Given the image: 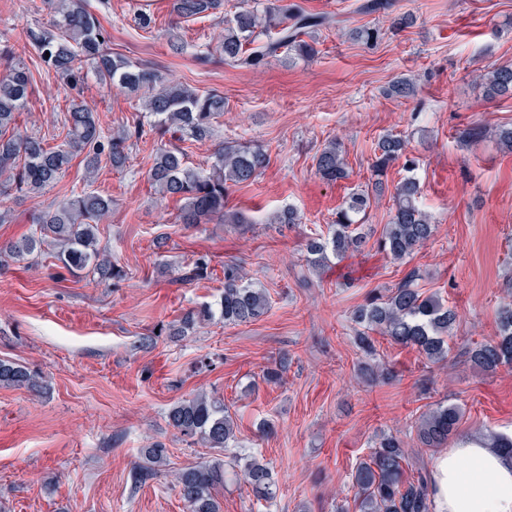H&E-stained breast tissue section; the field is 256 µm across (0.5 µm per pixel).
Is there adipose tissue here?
I'll list each match as a JSON object with an SVG mask.
<instances>
[{
	"instance_id": "adipose-tissue-1",
	"label": "adipose tissue",
	"mask_w": 512,
	"mask_h": 512,
	"mask_svg": "<svg viewBox=\"0 0 512 512\" xmlns=\"http://www.w3.org/2000/svg\"><path fill=\"white\" fill-rule=\"evenodd\" d=\"M429 490L433 512H512V455L461 437L435 460Z\"/></svg>"
}]
</instances>
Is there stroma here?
Wrapping results in <instances>:
<instances>
[{"instance_id":"obj_1","label":"stroma","mask_w":512,"mask_h":512,"mask_svg":"<svg viewBox=\"0 0 512 512\" xmlns=\"http://www.w3.org/2000/svg\"><path fill=\"white\" fill-rule=\"evenodd\" d=\"M87 2L113 54L167 80L223 93L213 136L182 144L191 165L206 164L225 141L261 144L269 164L227 194L229 208L250 218L245 228L176 224L177 201L160 198L147 180L160 146L151 136L135 143L122 171L105 164L90 179L77 159L41 195H0L7 217L0 243L30 233L33 216L71 193L111 196L100 239L126 271L118 283L99 284L59 268L46 251L0 268V359L39 373L48 385L40 394L0 387V512H187L172 473L216 452L181 437L166 413L202 391L229 406L238 452L268 462L278 480L269 507L242 481L228 482L224 512H357L352 475L381 432L399 433L410 462L433 465L438 451L419 447L415 422L438 402L462 407L458 436L511 433L512 365L487 376L464 350L495 339L497 310L512 299V151L490 139L461 142L459 133L476 123L512 124V97L488 99L474 77L512 67V0H392V8L375 13L362 10L363 0H294L331 20L314 34L315 56L277 58L259 69L213 53L240 0L182 23L172 0ZM142 13L153 18L151 32L138 26ZM46 20L31 0H0V52L24 61L33 77L20 129L55 146L64 138L67 92L25 38ZM366 28L374 39H354L353 30ZM173 30L181 38L177 51L168 41ZM401 78L414 81V94H391ZM80 92L103 127L132 124L139 113L135 99L95 79ZM390 132L408 135L407 151L419 160L433 238L404 261L390 259L375 242L392 202L374 196L365 246L331 259L323 272L312 270L308 236L327 234L349 194L370 187L377 142ZM331 139L341 143L349 173L333 185L320 180L313 161ZM286 206L298 210L301 223H269ZM202 255L212 277L184 281ZM228 263L266 288L268 313L169 335L185 310L214 301ZM411 271L422 292L458 313L448 359L433 363L382 338L379 358L396 379H358L366 357L351 313ZM283 356L281 381L265 382L264 369ZM154 443L168 448L167 465L157 478L134 483L141 450Z\"/></svg>"}]
</instances>
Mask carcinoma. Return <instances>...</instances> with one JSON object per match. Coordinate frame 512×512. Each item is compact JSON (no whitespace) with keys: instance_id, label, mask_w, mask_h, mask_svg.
Returning <instances> with one entry per match:
<instances>
[{"instance_id":"cac0c4a2","label":"carcinoma","mask_w":512,"mask_h":512,"mask_svg":"<svg viewBox=\"0 0 512 512\" xmlns=\"http://www.w3.org/2000/svg\"><path fill=\"white\" fill-rule=\"evenodd\" d=\"M222 0H174L173 11L181 18L213 15ZM32 8L46 10L51 24L26 31L25 37L37 50L47 71L60 78L65 87L75 90L88 76L107 82L128 94L142 97L144 120L131 126L106 132L92 107L79 95L69 99L62 144L50 147L45 140L20 133L17 119L27 107L32 78L21 62L5 59L0 72V186L8 184L18 193L38 195L54 186L70 167L74 156L84 154L86 176H95L102 162L114 170L127 167L131 141L147 135L163 137L186 132L195 140L212 135L213 123L224 113V96L216 92L200 93L182 83L166 80L158 71L114 56L106 47V37L86 0H32ZM326 24V18L304 12L285 0H250L242 3L234 15L224 21V35L218 48L224 60L242 68H258L273 58H310L314 46L304 39L309 30ZM265 37L261 44L260 37ZM477 78L486 96L512 95V67L483 70ZM493 138L512 151V124L488 129L476 124L464 129L460 138L475 142ZM407 140L402 134H387L379 139L372 164L375 190H385L383 178L390 167L404 160L408 172L392 194V218L385 225L378 249L397 261H403L433 236L434 225L421 205L422 187L413 175L418 163L407 157ZM266 150L259 145L225 141L216 149L212 161L204 167H192L180 147L157 149L148 179L151 187L164 197L181 202L177 222L186 226L209 224H246L248 220L225 210L230 187L254 180L267 166ZM317 174L328 183L346 178L341 147L331 140L315 156ZM369 196L351 194L336 211V220L325 237L309 239V263L324 269L329 256L340 257L357 251L365 243L361 226L369 207ZM112 210V199L94 192L73 194L42 211L35 219L32 234L7 245H0V259L21 261L53 250V257L71 275L91 276L99 282H119L126 271L112 262L107 247L100 242V224ZM270 224H299L293 207L284 208L268 218ZM212 274L210 260L198 257L185 280L204 279ZM269 297L263 288L245 280L237 265H224V288L212 303L188 309L169 328V335L183 336L197 325L219 318L226 325L251 322L266 314ZM457 312L434 295L424 296L416 285V275L408 273L387 293L374 295L353 313L359 326L358 348L368 356L376 355L372 334L394 344L410 346L433 363L448 358V338L457 323ZM470 361L485 373H494L512 364V302L498 310V339L475 343L468 351ZM0 387L38 389L40 375L16 363L0 360ZM169 425L181 436L196 439L209 448L228 450L235 442L236 422L224 401L196 394L169 408ZM462 409L454 403H438L418 417L416 440L424 448H443L458 428ZM145 464L138 481L145 482L160 473L167 459V448L153 444L142 449ZM409 455L404 441L396 434L378 435L368 460L353 474L354 501L359 512H430L428 474L419 468L406 475L403 464ZM233 467L240 468L244 484L258 502L275 500L277 480L269 464L254 456L233 455ZM227 470L224 459L214 457L187 466L172 474L187 512H223L220 498Z\"/></svg>"}]
</instances>
